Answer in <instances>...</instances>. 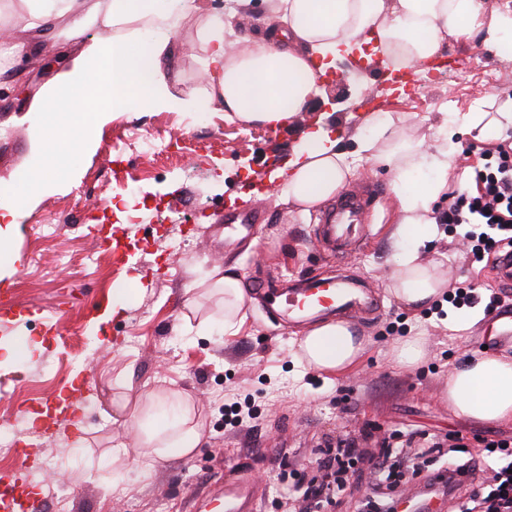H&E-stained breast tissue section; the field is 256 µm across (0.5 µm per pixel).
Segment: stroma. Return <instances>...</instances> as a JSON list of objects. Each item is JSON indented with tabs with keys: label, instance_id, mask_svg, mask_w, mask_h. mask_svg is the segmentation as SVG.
<instances>
[{
	"label": "stroma",
	"instance_id": "stroma-1",
	"mask_svg": "<svg viewBox=\"0 0 512 512\" xmlns=\"http://www.w3.org/2000/svg\"><path fill=\"white\" fill-rule=\"evenodd\" d=\"M199 16L174 30L178 55L169 80L171 93L196 99L194 112H108L78 146L74 164L53 154L58 126L50 112H35L34 99L47 89L52 70L28 59L24 81L0 88V107L13 106V120L0 122V201L12 198L25 175L42 174L41 190L31 196L9 231L17 257L0 271V289L11 288L27 315L0 318V341L17 336L42 343L30 359L0 364V423L13 424L57 394L81 370L91 385L77 406L80 430L63 423L39 440L40 466L32 473L39 488L38 512H208L203 498L234 468L246 467L264 488L258 512H288L282 490L316 473V448L325 439L357 437L373 426L371 447L398 446L418 431L439 439L462 437L472 455L487 439L512 442V422L485 424L455 415L439 397L449 371L470 344L512 331V288L503 287L489 262L471 263L462 227L437 225L421 250L435 264L446 289L489 294L508 305L494 319L458 329L430 308L411 310L391 292V273L402 248L391 232L397 211L392 173L382 163L366 164L350 187L373 196L367 247L350 254L345 274L363 282L379 301L374 319L356 323L365 352L352 368L327 374L297 356L296 340L311 327L267 313L251 295L247 318L235 334L203 328L223 314L219 295L206 289L214 269L254 283L289 284L297 276H329L331 259L312 243L318 210L302 213L279 202L276 192L257 193L290 157L297 134L273 139L269 127L244 125L224 117L222 103H211L201 81L197 29ZM444 65L432 81L418 78L404 87L384 79L379 64L349 58L336 63L323 94L306 112L305 123L325 117L335 132L353 131L364 113H396L413 133L433 135L443 112L473 106L497 111L512 100V79L496 47L478 42L450 44ZM468 74L469 83L458 80ZM211 112H204V105ZM196 134L174 159L113 150L116 139L169 138L181 129ZM141 175L136 192L124 195L107 183L109 170ZM261 209V223L228 222L231 213ZM56 225L38 227L46 218ZM125 230L131 249L95 263L103 253L104 226ZM138 293L128 310L100 322L113 295L128 285ZM66 313L55 317L56 303ZM58 326L60 335L46 331ZM421 336L425 354L417 368L400 365L396 344ZM190 395L203 437L187 456L135 457L139 440L128 423L160 389ZM249 408L243 424L224 423V406Z\"/></svg>",
	"mask_w": 512,
	"mask_h": 512
}]
</instances>
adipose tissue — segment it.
I'll return each instance as SVG.
<instances>
[{
    "label": "adipose tissue",
    "instance_id": "1",
    "mask_svg": "<svg viewBox=\"0 0 512 512\" xmlns=\"http://www.w3.org/2000/svg\"><path fill=\"white\" fill-rule=\"evenodd\" d=\"M22 30L0 26V85L17 79L16 68L32 50V36L54 30L79 36L86 27L108 37L84 44L66 56L37 109H65L94 128L104 111L187 112L194 100L175 97L167 81L175 52L173 24L194 14L196 0H20ZM274 23L255 38L237 40L229 17L251 0H226L223 11L207 14L198 30L202 79L222 101L230 119L286 128L321 91V78L337 60L370 48L396 69H420L440 55L448 41L512 44V10H487L486 0H266ZM363 131L353 132L354 152L324 126L304 131L283 168L274 176L282 202L301 212L319 206L358 172L357 160L388 165L401 220L393 235L408 250L392 274L394 296L410 308L437 298L443 279L420 259L430 234L431 203L448 189L455 162L453 140L473 132L489 140L512 128V111L467 112L441 118L432 141L408 135L389 112H371ZM429 170L418 182L421 170ZM364 351L348 325L328 322L298 343L309 367L340 372ZM440 396L459 416L483 422L512 421V358L481 355L449 372ZM143 447L155 458L169 449L189 454L201 440L192 400L161 393L132 417Z\"/></svg>",
    "mask_w": 512,
    "mask_h": 512
}]
</instances>
